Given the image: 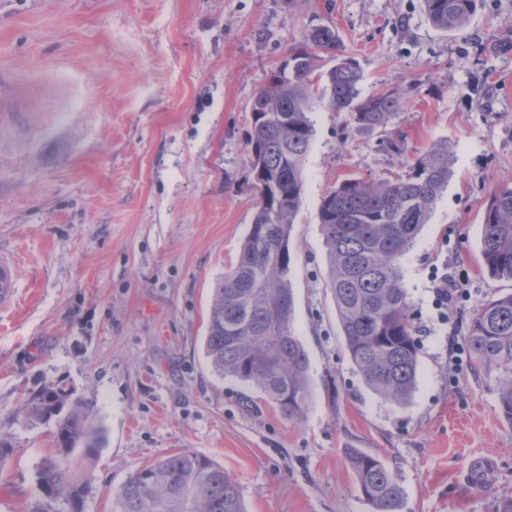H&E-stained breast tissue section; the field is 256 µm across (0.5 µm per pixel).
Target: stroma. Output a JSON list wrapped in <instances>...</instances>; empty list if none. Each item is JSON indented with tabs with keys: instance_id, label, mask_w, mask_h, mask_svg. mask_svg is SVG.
Returning a JSON list of instances; mask_svg holds the SVG:
<instances>
[{
	"instance_id": "obj_1",
	"label": "stroma",
	"mask_w": 512,
	"mask_h": 512,
	"mask_svg": "<svg viewBox=\"0 0 512 512\" xmlns=\"http://www.w3.org/2000/svg\"><path fill=\"white\" fill-rule=\"evenodd\" d=\"M334 26L361 96L396 90L386 127L354 130L317 81L313 136L291 234L293 328L312 397L291 422L256 389L217 376L203 351L213 290L256 211L248 133L255 93L291 48ZM0 253L18 304L0 312V512H28L49 426L29 392L61 383L95 400L106 430L84 512L147 462L186 448L224 467L248 512H372L348 462L380 457L401 512H492L512 496V424L497 377L450 362L469 316L512 291L483 268L484 207L512 184V0H481L444 33L423 0H0ZM448 148V186L402 259L420 344L411 400L368 390L344 348L319 224L348 177L404 173ZM462 283L451 309L436 275Z\"/></svg>"
}]
</instances>
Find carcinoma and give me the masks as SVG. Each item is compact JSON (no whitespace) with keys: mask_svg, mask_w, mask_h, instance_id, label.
Here are the masks:
<instances>
[{"mask_svg":"<svg viewBox=\"0 0 512 512\" xmlns=\"http://www.w3.org/2000/svg\"><path fill=\"white\" fill-rule=\"evenodd\" d=\"M437 29L452 32L480 0H423ZM329 104L352 126L372 133L401 107L391 89L362 98L357 62L344 54L334 28L312 29L288 54V80L262 88L270 111L251 123V169L265 172L253 224L236 263L215 289L205 355L222 378L256 388L282 417L303 418L311 400L310 360L292 328L289 241L310 148L313 75L322 55ZM448 184V146L431 149L406 174L347 178L322 200L319 220L328 248L329 286L347 354L365 386L386 402L407 403L416 389L419 342L403 286L401 260L413 247L432 204ZM482 257L491 277L512 281V185L497 189L484 210ZM465 341L474 366L497 374L501 416L512 424V292L493 294L473 310ZM24 421L53 427L55 448L37 469L41 496L29 512H82L88 473L104 443L96 402L56 383L31 392ZM359 490L373 512H401L402 489L376 456L349 455ZM119 512H246L224 468L190 450L133 471L114 492Z\"/></svg>","mask_w":512,"mask_h":512,"instance_id":"obj_1","label":"carcinoma"}]
</instances>
